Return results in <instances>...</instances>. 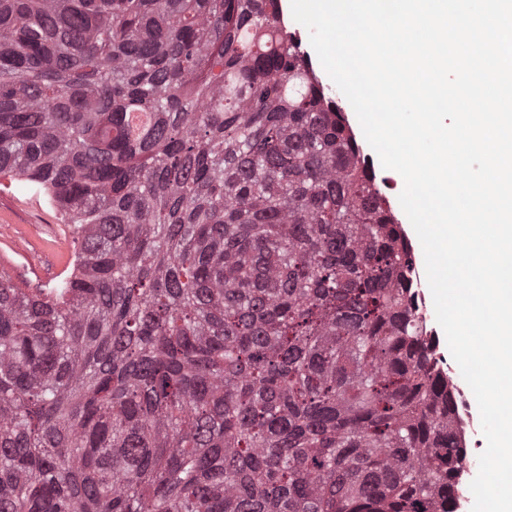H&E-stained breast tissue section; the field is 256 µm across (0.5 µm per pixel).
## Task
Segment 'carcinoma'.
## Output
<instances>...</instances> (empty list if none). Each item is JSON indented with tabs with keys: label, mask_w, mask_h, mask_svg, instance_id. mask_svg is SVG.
Wrapping results in <instances>:
<instances>
[{
	"label": "carcinoma",
	"mask_w": 512,
	"mask_h": 512,
	"mask_svg": "<svg viewBox=\"0 0 512 512\" xmlns=\"http://www.w3.org/2000/svg\"><path fill=\"white\" fill-rule=\"evenodd\" d=\"M5 180L77 248L0 272V512H454L411 252L278 0H0Z\"/></svg>",
	"instance_id": "cac0c4a2"
}]
</instances>
